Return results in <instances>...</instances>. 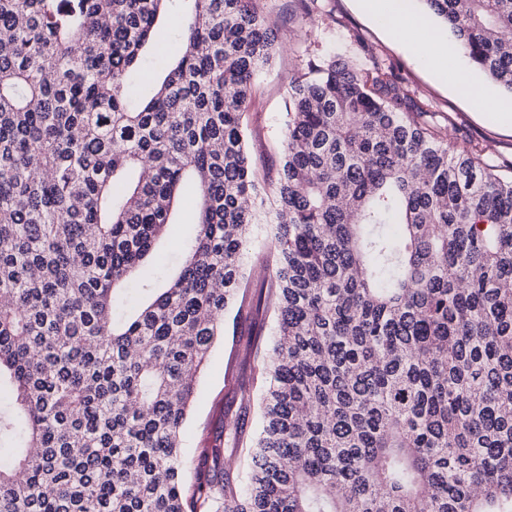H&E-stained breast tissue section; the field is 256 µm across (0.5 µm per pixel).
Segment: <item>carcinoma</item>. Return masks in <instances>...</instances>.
Returning a JSON list of instances; mask_svg holds the SVG:
<instances>
[{
  "label": "carcinoma",
  "mask_w": 512,
  "mask_h": 512,
  "mask_svg": "<svg viewBox=\"0 0 512 512\" xmlns=\"http://www.w3.org/2000/svg\"><path fill=\"white\" fill-rule=\"evenodd\" d=\"M257 2L0 0V512H512V178L333 58L290 81L267 188L243 127L278 50ZM420 2L512 96V0ZM265 293L251 462L234 478L217 445L188 487L196 375ZM271 228L269 224H252L250 228L251 246L243 256L245 275L249 280L257 279L259 276L269 278V273L264 271L258 263V259L265 256L266 244L270 239Z\"/></svg>",
  "instance_id": "obj_1"
}]
</instances>
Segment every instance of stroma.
<instances>
[{"instance_id": "1", "label": "stroma", "mask_w": 512, "mask_h": 512, "mask_svg": "<svg viewBox=\"0 0 512 512\" xmlns=\"http://www.w3.org/2000/svg\"><path fill=\"white\" fill-rule=\"evenodd\" d=\"M408 6L421 27L437 29L439 48L452 49L444 73H434L421 64L412 48L394 39L362 8L360 0H317L311 10L304 0H262L261 8L281 48L257 76L255 99L243 118L247 150L259 174L273 178L280 167L289 81L304 72L308 62L320 63L340 54L358 69L390 73L405 94L434 114L449 143L480 146L485 162L500 174L512 176V126L491 113L495 102L512 107V97L473 68L468 74L483 85L485 98L458 95L453 82L464 55L457 53L454 38L440 29L438 20L426 14L417 0H409ZM274 336L272 302H264L250 316H237L232 308L226 312L224 334L215 341L198 376L197 395L183 429L186 483L194 482L198 460L215 446L228 416L240 415L245 432L258 433V401L265 382L257 374L267 361ZM253 338L260 341L257 355L247 359L238 355V345Z\"/></svg>"}]
</instances>
